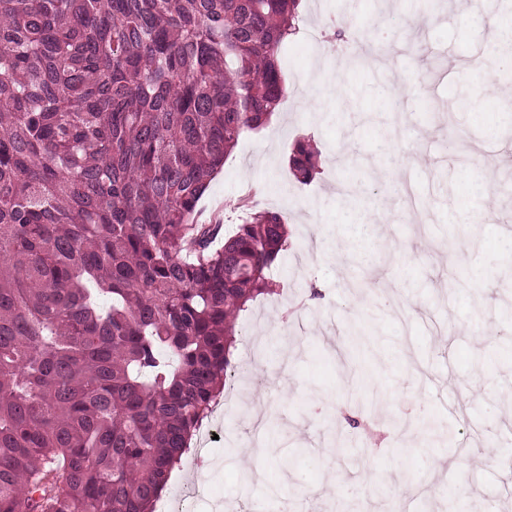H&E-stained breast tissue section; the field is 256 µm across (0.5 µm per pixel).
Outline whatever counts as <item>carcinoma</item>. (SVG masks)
Returning a JSON list of instances; mask_svg holds the SVG:
<instances>
[{"instance_id":"carcinoma-1","label":"carcinoma","mask_w":512,"mask_h":512,"mask_svg":"<svg viewBox=\"0 0 512 512\" xmlns=\"http://www.w3.org/2000/svg\"><path fill=\"white\" fill-rule=\"evenodd\" d=\"M297 5L0 0V512H154L190 452L288 248L280 211L198 205L285 97Z\"/></svg>"}]
</instances>
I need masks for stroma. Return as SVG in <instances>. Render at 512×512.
Here are the masks:
<instances>
[{"instance_id": "1", "label": "stroma", "mask_w": 512, "mask_h": 512, "mask_svg": "<svg viewBox=\"0 0 512 512\" xmlns=\"http://www.w3.org/2000/svg\"><path fill=\"white\" fill-rule=\"evenodd\" d=\"M356 15L372 26L373 44L397 55L394 70L380 63L357 66L360 45L354 41L321 37L308 43L309 31ZM380 21L368 0H303L299 33L284 54L287 94L275 124L239 140L201 202L206 210L223 207L232 225L238 200L259 196L265 207L285 215L291 246L275 263L282 295L257 298L239 317L234 358L249 360L251 367L225 388L209 420L222 433L205 456L208 469L200 471L195 455L183 456L167 495L198 482L223 500L224 512H255L260 503L279 500L289 501V512H347L353 499L363 501L366 512H421L423 501L454 489L466 512L478 500L495 512H512V461L484 455L488 438H512V405L503 400L512 390V347L501 341L506 326L499 316L505 291L469 276L473 264L493 274L508 260L500 237L512 232V207L495 192L498 169L485 176L474 162L512 155L511 139L484 133L485 127H500L511 107L499 83H512V67L500 65L482 86L476 103L482 120L473 122L453 102L469 86L471 62L482 47L457 25L453 10L423 21L422 51L435 63L427 75L411 60L406 42L383 32ZM333 72L344 94L322 88L323 77ZM397 72L406 76L410 94L394 102L380 99V89ZM313 89L319 101L308 100ZM351 113L371 120L348 122ZM400 113L433 134L411 145L425 162L398 172L379 149ZM299 137L311 138L320 153L318 172L305 184L287 164ZM343 180L359 183L357 201H342L337 189ZM466 200L489 207L492 228L482 232L479 245L459 240L452 250L448 241L458 231L446 216ZM378 205L387 209L376 225L386 253L371 277L395 289L406 309L402 319L374 292L350 288L353 256L337 257L331 241L322 249L313 245L315 227L335 229L353 212ZM357 317L371 344L351 346L346 369L336 350L345 324ZM358 369L373 384L374 420L386 429L389 421L399 424L398 431L387 429L367 467L351 460L334 434L340 426L335 412L346 405ZM284 373L290 383L276 399L281 424L269 431L278 451L245 454L252 418L242 403L260 401L262 386L276 387ZM439 421L454 427L460 450L429 441L425 428ZM304 447L309 454L303 465L279 468V457ZM426 456L447 457L452 466L420 473L418 460ZM295 490L301 497L293 503L289 494Z\"/></svg>"}]
</instances>
